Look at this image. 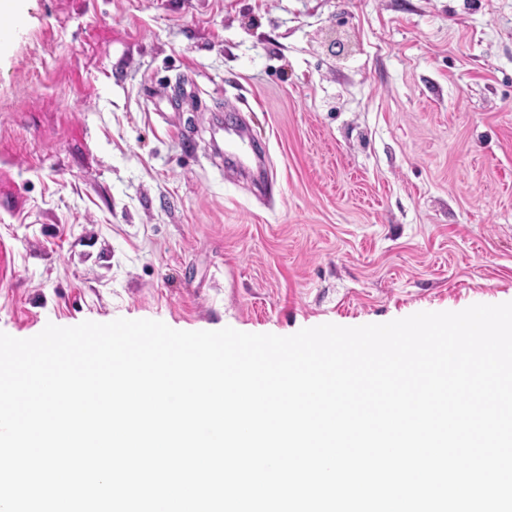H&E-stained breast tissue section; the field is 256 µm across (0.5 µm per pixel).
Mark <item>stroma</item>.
<instances>
[{"instance_id":"35a3bbf8","label":"stroma","mask_w":512,"mask_h":512,"mask_svg":"<svg viewBox=\"0 0 512 512\" xmlns=\"http://www.w3.org/2000/svg\"><path fill=\"white\" fill-rule=\"evenodd\" d=\"M509 301L512 0H23L0 331L288 336Z\"/></svg>"}]
</instances>
